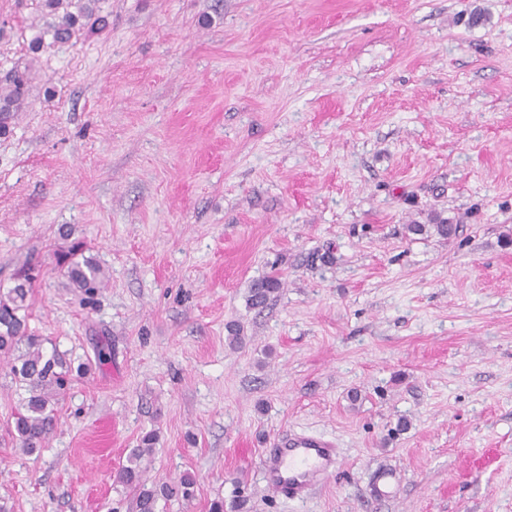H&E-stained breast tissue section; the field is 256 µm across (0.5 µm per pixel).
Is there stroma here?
Listing matches in <instances>:
<instances>
[{"label":"stroma","mask_w":512,"mask_h":512,"mask_svg":"<svg viewBox=\"0 0 512 512\" xmlns=\"http://www.w3.org/2000/svg\"><path fill=\"white\" fill-rule=\"evenodd\" d=\"M40 5L0 0V77L34 73L0 294L29 274L72 376L27 453L0 354V512H132L149 431L147 484L196 477L157 512H512V0H101L106 29L34 53ZM300 431L340 453L304 503L258 471ZM69 278L75 288L89 291L99 284L101 268L91 259H83V262H72L68 271ZM282 286L278 272L273 271L266 277L255 281L249 291L248 302L253 308H263L267 305L271 296L279 291ZM153 443V434L147 433L141 440L140 448L131 452L127 458V464L123 465L116 474V482L134 492L136 511L138 512H156L157 501L160 497L171 498L179 495L189 497L195 486L193 476L185 474L176 484L146 487L145 481H143L144 471L141 462L145 456L152 453Z\"/></svg>","instance_id":"1"}]
</instances>
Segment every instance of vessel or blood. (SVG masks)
<instances>
[{
  "mask_svg": "<svg viewBox=\"0 0 512 512\" xmlns=\"http://www.w3.org/2000/svg\"><path fill=\"white\" fill-rule=\"evenodd\" d=\"M339 455L333 441L307 433L284 435L261 452L266 487L277 496L303 502L335 473Z\"/></svg>",
  "mask_w": 512,
  "mask_h": 512,
  "instance_id": "vessel-or-blood-1",
  "label": "vessel or blood"
}]
</instances>
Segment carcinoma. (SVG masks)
Masks as SVG:
<instances>
[{
  "label": "carcinoma",
  "mask_w": 512,
  "mask_h": 512,
  "mask_svg": "<svg viewBox=\"0 0 512 512\" xmlns=\"http://www.w3.org/2000/svg\"><path fill=\"white\" fill-rule=\"evenodd\" d=\"M100 0H41L43 28L31 39L29 50H40L45 37H51L55 43H67L77 38L85 29H94L102 24L98 15ZM31 67L15 69L4 76L6 86H0V130L6 128L13 113L22 109L29 95ZM407 231L415 235L432 234L442 240L456 235L453 224H410ZM101 268L86 258L83 262H74L69 269L72 284L85 291L99 284ZM22 282L15 285L6 296L0 295V353L10 354L23 344L26 350L11 363V371L25 385L28 396L17 413L14 430L23 443L25 451L32 452L41 446L56 425L54 405L63 393L70 373L66 358L58 352L45 356L42 352V339L27 333L24 319L18 312L24 309L29 290L26 283L29 278L21 276ZM282 286L277 272L255 281L249 291V304L254 308L267 305L271 296ZM153 434H146L140 447L134 449L127 458V464L116 474V482L134 492L137 512H156L160 498L179 495L189 497L193 493L195 479L184 475L173 485L146 487L143 481L141 462L152 453Z\"/></svg>",
  "instance_id": "cac0c4a2"
}]
</instances>
